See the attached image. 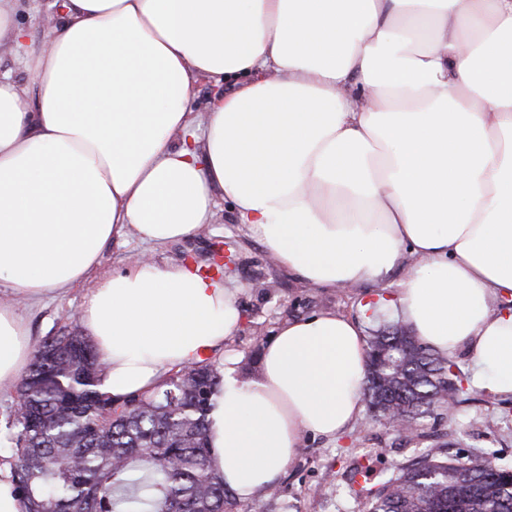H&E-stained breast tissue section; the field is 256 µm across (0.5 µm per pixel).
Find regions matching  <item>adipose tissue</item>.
<instances>
[{
  "instance_id": "1",
  "label": "adipose tissue",
  "mask_w": 512,
  "mask_h": 512,
  "mask_svg": "<svg viewBox=\"0 0 512 512\" xmlns=\"http://www.w3.org/2000/svg\"><path fill=\"white\" fill-rule=\"evenodd\" d=\"M0 0V389L32 353L17 304L84 288L79 318L114 399L219 361L212 467L244 502L304 435L363 414L364 324L321 312L279 327L256 380L224 344L236 294L144 256L100 274L106 246L195 237L217 200L313 288L377 284L475 381L512 395V0H49V34ZM217 88L204 138L191 107Z\"/></svg>"
}]
</instances>
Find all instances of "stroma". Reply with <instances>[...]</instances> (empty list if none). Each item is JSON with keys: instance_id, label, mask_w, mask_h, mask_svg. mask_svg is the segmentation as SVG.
Listing matches in <instances>:
<instances>
[{"instance_id": "stroma-1", "label": "stroma", "mask_w": 512, "mask_h": 512, "mask_svg": "<svg viewBox=\"0 0 512 512\" xmlns=\"http://www.w3.org/2000/svg\"><path fill=\"white\" fill-rule=\"evenodd\" d=\"M218 247L235 260L223 279L236 290L241 322L227 342L226 352L235 359L242 379H257L262 350L284 321L328 310L363 320L368 331L395 322L390 315L363 316L361 307L379 295L395 299L402 268H395L378 286H359L349 292L301 287L248 233L231 204L223 200L204 234L163 245L135 239L110 244L103 253L102 269L127 268L140 253L162 263L191 262L204 268ZM82 295V289L75 288L66 295L24 306L33 343L77 320ZM464 386L454 416L434 411L422 421L425 435L421 438H404L383 426L368 410L336 439L306 435L303 448L276 485L277 497L264 494L249 502L235 500L226 512H367L371 484L391 476L400 464L433 446L444 448L452 459L487 455L497 466L512 469V396L491 394L469 377ZM362 456L370 458L372 466L366 482L352 479L349 467L351 459Z\"/></svg>"}]
</instances>
